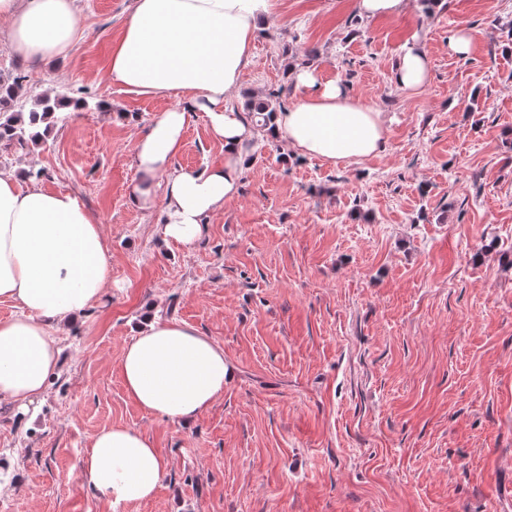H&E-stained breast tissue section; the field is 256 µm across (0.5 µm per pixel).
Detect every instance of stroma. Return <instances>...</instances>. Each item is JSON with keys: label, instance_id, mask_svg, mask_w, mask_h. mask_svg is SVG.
<instances>
[{"label": "stroma", "instance_id": "obj_1", "mask_svg": "<svg viewBox=\"0 0 512 512\" xmlns=\"http://www.w3.org/2000/svg\"><path fill=\"white\" fill-rule=\"evenodd\" d=\"M133 0H76L68 54L33 64L0 41V71L30 94L81 95L37 147L0 146V171L75 195L100 221L111 297L59 337L35 410L0 406V512H512V0H407L386 18L357 0H281L254 40L238 111L293 69L342 80L384 112L378 156L331 165L254 143L239 194L184 246L133 209L136 141L174 106L109 78ZM461 27L474 41L448 52ZM421 44L424 88L392 72ZM224 160L193 112L178 169ZM224 348V394L184 423L141 410L119 370L145 310ZM125 426L167 462L155 496L112 507L75 468Z\"/></svg>", "mask_w": 512, "mask_h": 512}]
</instances>
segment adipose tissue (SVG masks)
<instances>
[{
	"instance_id": "ef3b65f1",
	"label": "adipose tissue",
	"mask_w": 512,
	"mask_h": 512,
	"mask_svg": "<svg viewBox=\"0 0 512 512\" xmlns=\"http://www.w3.org/2000/svg\"><path fill=\"white\" fill-rule=\"evenodd\" d=\"M279 0H133L131 16L113 48L109 76L129 92L169 96L179 104L162 112L134 147L140 175L128 202L158 211L166 238L195 243L210 219L237 197L246 148L261 129L227 102L241 84L260 23ZM82 19L74 0H0V31L13 52L43 61L67 54ZM430 60L420 44L404 52L394 74L403 89L425 85ZM303 95L275 113L273 132L293 152L336 165L382 152V112L354 97L342 81H321L298 69ZM205 113L224 161L201 168L172 167L189 114ZM164 179L163 198L154 183ZM112 281L97 219L71 193L38 183L20 186L0 173V300L18 315L0 319V403L28 411L39 402L59 365L56 339L74 317L101 302ZM120 373L128 396L144 411L195 420L224 393L229 368L224 349L197 328L175 320H148L126 344ZM166 461L150 439L123 426L97 432L78 458L84 481L112 505L153 498Z\"/></svg>"
}]
</instances>
